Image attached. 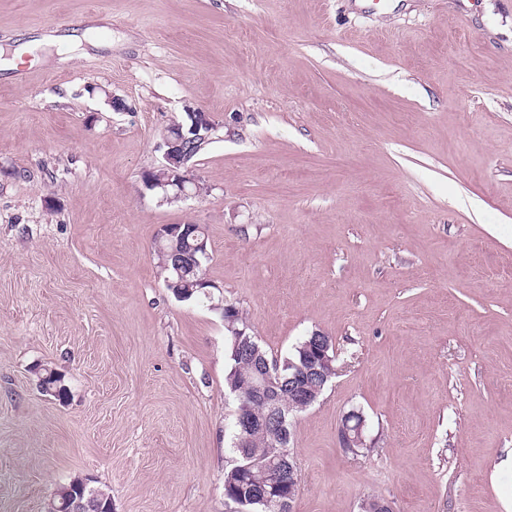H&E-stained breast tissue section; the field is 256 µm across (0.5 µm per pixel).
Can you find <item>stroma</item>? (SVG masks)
Listing matches in <instances>:
<instances>
[{"instance_id": "35a3bbf8", "label": "stroma", "mask_w": 512, "mask_h": 512, "mask_svg": "<svg viewBox=\"0 0 512 512\" xmlns=\"http://www.w3.org/2000/svg\"><path fill=\"white\" fill-rule=\"evenodd\" d=\"M384 2L0 0V46L99 25L0 71V512L77 476L232 512L228 303L275 358L332 338L292 512L512 507V0ZM192 111L203 190L170 202L143 176ZM164 224L204 227L207 294L166 288ZM39 377V387L45 395L63 400L67 396V388L62 375L54 369L37 367L35 369Z\"/></svg>"}]
</instances>
